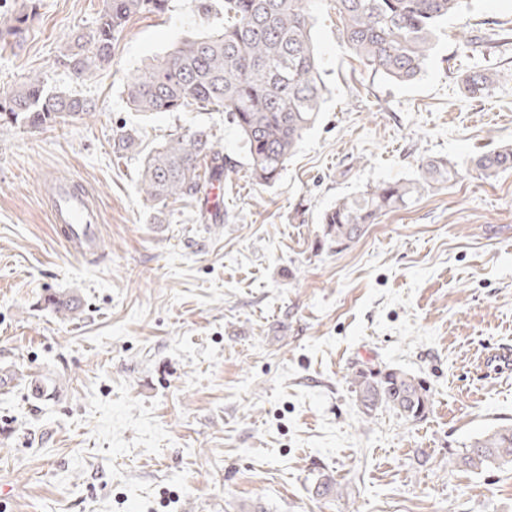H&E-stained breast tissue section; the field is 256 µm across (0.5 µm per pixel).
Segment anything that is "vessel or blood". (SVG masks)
I'll use <instances>...</instances> for the list:
<instances>
[{
	"label": "vessel or blood",
	"mask_w": 512,
	"mask_h": 512,
	"mask_svg": "<svg viewBox=\"0 0 512 512\" xmlns=\"http://www.w3.org/2000/svg\"><path fill=\"white\" fill-rule=\"evenodd\" d=\"M50 220L65 225L70 245L79 254L95 252L100 246L99 207L92 194L75 180H55L50 197Z\"/></svg>",
	"instance_id": "1"
}]
</instances>
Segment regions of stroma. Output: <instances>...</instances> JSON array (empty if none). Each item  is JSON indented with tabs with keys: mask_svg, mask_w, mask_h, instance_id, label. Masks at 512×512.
Instances as JSON below:
<instances>
[{
	"mask_svg": "<svg viewBox=\"0 0 512 512\" xmlns=\"http://www.w3.org/2000/svg\"><path fill=\"white\" fill-rule=\"evenodd\" d=\"M168 0L134 16L109 64L83 80L58 62L95 29L101 0H0V93L28 76L95 111L40 133L0 125V512H512V469L467 471L451 452L512 423V373L482 365L512 345V171L379 217L343 251L322 213L427 157L512 144V0H467L408 84L365 70L331 0H316L327 87L318 121L271 187L249 176L223 113H141L128 79L190 35L224 28V0ZM497 80L467 97L461 75ZM204 126L237 167L221 224L179 201L154 214L142 155ZM141 154L115 152L117 128ZM73 175L101 205L98 253L78 257L49 220L47 176ZM72 292L61 318L46 304ZM397 367L422 378V421L358 411L347 376ZM340 496L320 498L322 475Z\"/></svg>",
	"mask_w": 512,
	"mask_h": 512,
	"instance_id": "35a3bbf8",
	"label": "stroma"
}]
</instances>
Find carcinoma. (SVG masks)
<instances>
[{
  "mask_svg": "<svg viewBox=\"0 0 512 512\" xmlns=\"http://www.w3.org/2000/svg\"><path fill=\"white\" fill-rule=\"evenodd\" d=\"M315 0H224V30L184 39L169 53L145 63L127 82L129 107L136 112H183L195 105L226 113L240 136L253 181L272 186L321 112L327 92L321 59L313 38ZM465 0H333L339 32L357 59L396 83L420 74L434 48L440 22L460 12ZM168 0H102L95 30L76 33L58 62L80 79L108 63L116 36L135 15L163 12ZM32 14L21 11L7 31L18 37ZM472 99L495 84V74L473 70L461 78ZM84 99L49 92L29 76L0 94V123L44 130L91 114ZM113 147L131 153L139 143L130 131L113 134ZM484 179L512 170V147L503 146L464 161L435 158L421 162L410 178L376 181L342 197L321 216L323 239L338 251L347 249L367 226L387 211L405 209L424 193L453 184L463 167ZM236 164L216 149L210 131L197 126L148 155L140 192L151 209L169 201L202 204L198 220L219 224L220 206L208 208V188L223 181ZM48 305L63 318L79 307L78 297L59 292ZM355 403L368 419L384 408L407 421L424 419L432 396L421 378L400 368H357L350 375ZM449 460L471 471L512 467V424L498 425L472 438Z\"/></svg>",
  "mask_w": 512,
  "mask_h": 512,
  "instance_id": "carcinoma-1",
  "label": "carcinoma"
}]
</instances>
